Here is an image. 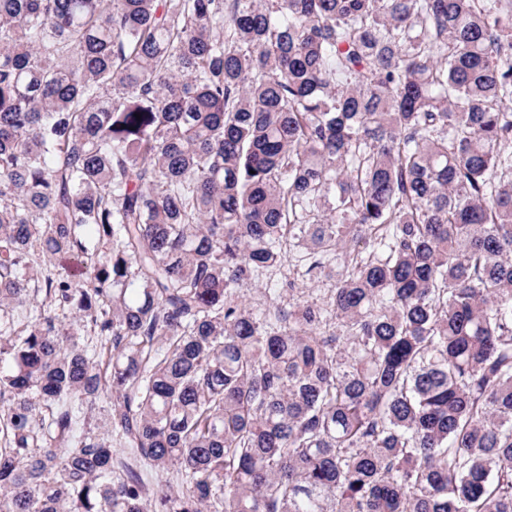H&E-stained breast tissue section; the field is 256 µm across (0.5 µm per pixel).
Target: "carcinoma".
<instances>
[{
	"label": "carcinoma",
	"instance_id": "carcinoma-1",
	"mask_svg": "<svg viewBox=\"0 0 512 512\" xmlns=\"http://www.w3.org/2000/svg\"><path fill=\"white\" fill-rule=\"evenodd\" d=\"M0 512H512V0H0Z\"/></svg>",
	"mask_w": 512,
	"mask_h": 512
}]
</instances>
